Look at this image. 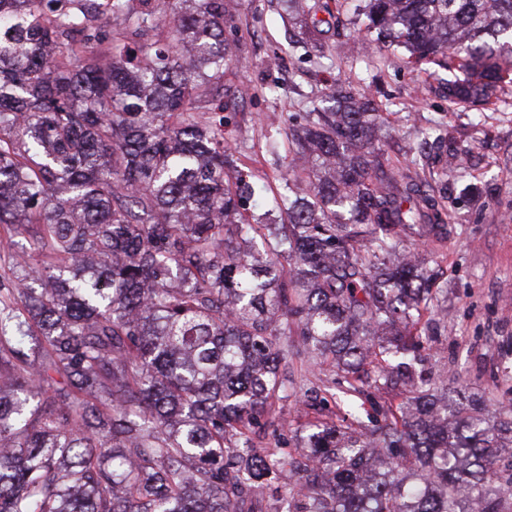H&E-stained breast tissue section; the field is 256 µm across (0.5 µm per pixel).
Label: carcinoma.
I'll use <instances>...</instances> for the list:
<instances>
[{"label": "carcinoma", "instance_id": "cac0c4a2", "mask_svg": "<svg viewBox=\"0 0 512 512\" xmlns=\"http://www.w3.org/2000/svg\"><path fill=\"white\" fill-rule=\"evenodd\" d=\"M60 2L0 0V225L41 262L0 273V512H243L251 487L272 512H512V406L416 372L432 288L399 243L444 224L375 148L372 97L334 88L260 186L201 106L231 0ZM358 10L382 48L465 72L440 79L453 108L512 83V0ZM290 356L335 365L371 427L257 447Z\"/></svg>", "mask_w": 512, "mask_h": 512}]
</instances>
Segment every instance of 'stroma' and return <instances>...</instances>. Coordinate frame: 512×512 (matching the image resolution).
Segmentation results:
<instances>
[{"label": "stroma", "mask_w": 512, "mask_h": 512, "mask_svg": "<svg viewBox=\"0 0 512 512\" xmlns=\"http://www.w3.org/2000/svg\"><path fill=\"white\" fill-rule=\"evenodd\" d=\"M234 3L224 29L234 59L224 83L242 96L224 135L238 148L239 169L255 182L276 183L290 161L289 120H301L343 82L372 95L387 132L380 144L385 157L416 180L448 184L443 234L402 244L436 290L423 315L432 342L420 368L481 390L488 411L512 402V84L497 111H457L438 89V65L415 66L381 50L361 22L338 34L324 24L296 23L280 0ZM435 126L454 150L443 164L422 140ZM280 408L292 442L309 424L344 412L302 391L289 393Z\"/></svg>", "instance_id": "1"}]
</instances>
